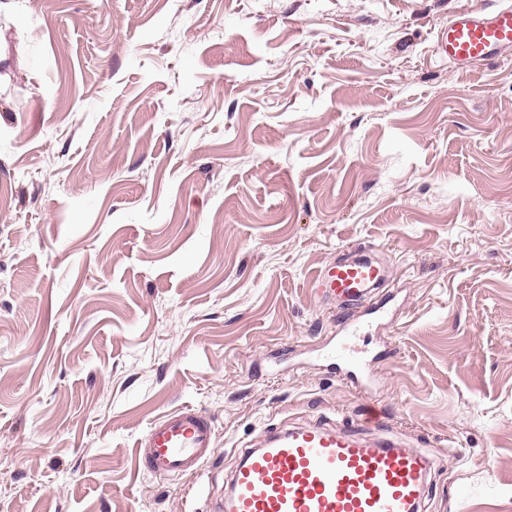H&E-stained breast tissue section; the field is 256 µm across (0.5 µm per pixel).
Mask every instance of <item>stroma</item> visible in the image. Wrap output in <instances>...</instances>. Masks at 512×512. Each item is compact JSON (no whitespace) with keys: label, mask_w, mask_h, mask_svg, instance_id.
Listing matches in <instances>:
<instances>
[{"label":"stroma","mask_w":512,"mask_h":512,"mask_svg":"<svg viewBox=\"0 0 512 512\" xmlns=\"http://www.w3.org/2000/svg\"><path fill=\"white\" fill-rule=\"evenodd\" d=\"M483 5L0 0V512H217L243 445L319 422L427 454L424 512H512V53L437 48ZM360 250L368 397L314 355ZM186 405L213 458L143 473ZM386 279V269L367 252L336 260L319 271L315 284L318 293L339 309L349 312L363 305ZM209 416L192 406L166 411L138 442L139 468L156 477L198 472L216 448Z\"/></svg>","instance_id":"1"}]
</instances>
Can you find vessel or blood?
<instances>
[{
	"instance_id": "b4317fda",
	"label": "vessel or blood",
	"mask_w": 512,
	"mask_h": 512,
	"mask_svg": "<svg viewBox=\"0 0 512 512\" xmlns=\"http://www.w3.org/2000/svg\"><path fill=\"white\" fill-rule=\"evenodd\" d=\"M450 62L466 68L512 51V6L462 11L440 39ZM386 269L367 252L333 262L315 283L343 311L367 305ZM358 326L345 325L331 366L360 390L369 384L368 355L356 349ZM216 445L209 416L183 406L162 413L137 448L140 469L156 477L199 471ZM432 461L394 440L370 441L350 427L320 423L268 431L245 448L234 468L224 512H422Z\"/></svg>"
}]
</instances>
